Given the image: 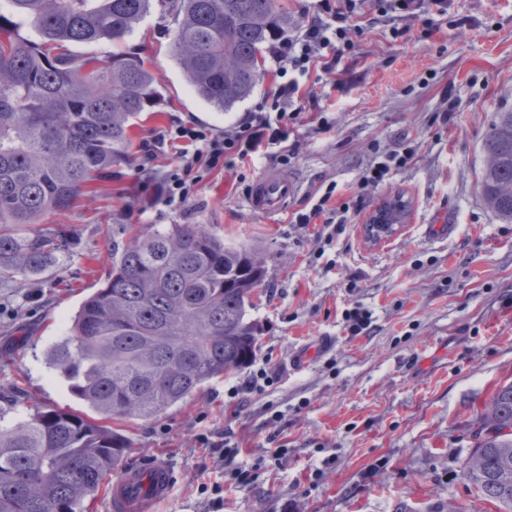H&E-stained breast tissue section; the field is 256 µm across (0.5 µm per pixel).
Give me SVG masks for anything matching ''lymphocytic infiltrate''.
Returning <instances> with one entry per match:
<instances>
[{
  "label": "lymphocytic infiltrate",
  "instance_id": "obj_1",
  "mask_svg": "<svg viewBox=\"0 0 512 512\" xmlns=\"http://www.w3.org/2000/svg\"><path fill=\"white\" fill-rule=\"evenodd\" d=\"M451 8L452 0H317L303 29L276 37L269 50L277 74L285 78L270 107L245 113L221 135L186 124L159 131L141 148L140 171L151 173L159 149L176 144L174 165L155 191L167 201L186 204L193 200L202 172L231 167L235 160L273 145L279 148L278 162H289L299 152L300 142L292 132L302 112L321 109L314 92H301L297 75L315 67L339 76L344 58L354 56L366 31L380 22L395 39L414 25L431 37Z\"/></svg>",
  "mask_w": 512,
  "mask_h": 512
}]
</instances>
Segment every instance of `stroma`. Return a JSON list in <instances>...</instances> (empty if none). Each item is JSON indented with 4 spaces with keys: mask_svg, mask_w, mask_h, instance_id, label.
Returning a JSON list of instances; mask_svg holds the SVG:
<instances>
[{
    "mask_svg": "<svg viewBox=\"0 0 512 512\" xmlns=\"http://www.w3.org/2000/svg\"><path fill=\"white\" fill-rule=\"evenodd\" d=\"M450 17L426 40L414 30L395 41L374 26L342 80L316 71L300 77L322 113L305 117L300 151L288 164L262 154L207 171L195 202L182 207L154 193L155 179L170 169L165 153L152 176L133 163L115 166L79 207L45 215L40 228L64 234L70 252L39 279L0 285V424L37 407L82 410L47 368L45 351L104 281L126 225L199 224L225 244L261 248L267 275L251 314L263 334L252 364L270 362L280 377L246 396L236 414L227 392L245 378L242 370L153 419L119 422L130 446L118 468L151 454L174 469L173 489L154 512H442L451 500L466 512H498L461 466L477 410L512 382V223L487 208L478 187L483 139L496 113L512 110V0H455ZM175 29L174 10L155 0L124 44L144 58L162 95L132 127L138 146L178 122L223 133L280 82L265 63L249 98L215 112L172 60ZM452 98L459 110L441 123ZM407 147L416 152L412 161L393 168L385 183L360 189L366 169ZM270 171L295 193L280 212L260 214L246 196ZM331 184L333 203L358 193L364 200L328 243L320 225L292 218L305 198ZM397 193L410 203L403 227L367 241L365 220ZM432 224L451 230L434 238ZM356 310L368 315L358 331L347 322ZM20 323L28 335L22 345L13 341ZM314 345L318 353L298 363ZM226 429L240 448L238 466L253 473L248 485L223 479L221 458L197 440ZM218 480L220 506L200 491Z\"/></svg>",
    "mask_w": 512,
    "mask_h": 512,
    "instance_id": "stroma-1",
    "label": "stroma"
}]
</instances>
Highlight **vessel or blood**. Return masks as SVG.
Wrapping results in <instances>:
<instances>
[{"instance_id":"obj_1","label":"vessel or blood","mask_w":512,"mask_h":512,"mask_svg":"<svg viewBox=\"0 0 512 512\" xmlns=\"http://www.w3.org/2000/svg\"><path fill=\"white\" fill-rule=\"evenodd\" d=\"M295 187L277 173L269 172L251 188L248 204L253 211L268 214L280 210ZM173 473L168 461L150 457L140 467L118 477L108 497L110 512H151L153 504L171 492Z\"/></svg>"}]
</instances>
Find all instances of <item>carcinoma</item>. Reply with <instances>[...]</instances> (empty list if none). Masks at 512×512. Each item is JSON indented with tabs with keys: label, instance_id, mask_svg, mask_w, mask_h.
I'll return each instance as SVG.
<instances>
[{
	"label": "carcinoma",
	"instance_id": "carcinoma-1",
	"mask_svg": "<svg viewBox=\"0 0 512 512\" xmlns=\"http://www.w3.org/2000/svg\"><path fill=\"white\" fill-rule=\"evenodd\" d=\"M152 0H3L0 4V283L42 275L68 241L35 224L95 194L132 162L133 120L160 93L131 53L76 56L72 43L122 41ZM175 65L195 94L228 112L253 92L264 52L293 17L278 0H176ZM28 22L36 37L20 34ZM486 205L512 223V110L482 146ZM265 262L199 224H146L112 245L103 287L46 353L92 414L40 408L0 428V512H84L114 470L124 435L112 420H149L210 381L245 368L260 325L252 294ZM464 478L512 512V382L495 389L473 431Z\"/></svg>",
	"mask_w": 512,
	"mask_h": 512
}]
</instances>
